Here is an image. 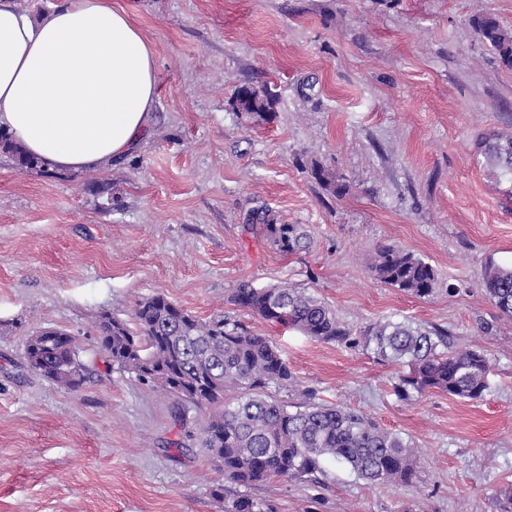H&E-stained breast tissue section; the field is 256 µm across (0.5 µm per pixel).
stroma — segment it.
<instances>
[{
  "mask_svg": "<svg viewBox=\"0 0 512 512\" xmlns=\"http://www.w3.org/2000/svg\"><path fill=\"white\" fill-rule=\"evenodd\" d=\"M121 2L157 59L139 149L70 173L0 150V512H224L238 496L267 512H491L512 489V320L480 283L512 264V183L492 175L480 140L512 131V69L470 21L490 12L512 27V0ZM243 85L273 94L266 119L233 108ZM316 164L345 195L312 177ZM258 208L302 225L310 247L277 250L249 226ZM383 245L429 262L435 293L377 280ZM243 279L305 289L354 344L232 305ZM156 294L270 336L296 378L284 399L313 392L411 438L414 481L371 487L330 465L319 482H225L190 437L208 409L113 368L98 344L101 313L130 320ZM389 319L481 348L491 392L398 398L397 366L357 343ZM46 328L76 336L77 387L28 367L26 341Z\"/></svg>",
  "mask_w": 512,
  "mask_h": 512,
  "instance_id": "1",
  "label": "stroma"
}]
</instances>
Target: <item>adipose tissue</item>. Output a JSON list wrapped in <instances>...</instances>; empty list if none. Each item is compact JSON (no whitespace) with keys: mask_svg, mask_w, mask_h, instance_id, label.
Listing matches in <instances>:
<instances>
[{"mask_svg":"<svg viewBox=\"0 0 512 512\" xmlns=\"http://www.w3.org/2000/svg\"><path fill=\"white\" fill-rule=\"evenodd\" d=\"M156 97L155 50L118 0H57L38 22L0 0V128L44 167L132 153Z\"/></svg>","mask_w":512,"mask_h":512,"instance_id":"obj_1","label":"adipose tissue"}]
</instances>
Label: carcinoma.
Returning a JSON list of instances; mask_svg holds the SVG:
<instances>
[{
  "mask_svg": "<svg viewBox=\"0 0 512 512\" xmlns=\"http://www.w3.org/2000/svg\"><path fill=\"white\" fill-rule=\"evenodd\" d=\"M471 25L487 50L512 68V29L488 13L474 16ZM272 105V95L264 93L241 110L263 119ZM0 148L24 168H42L1 133ZM481 148L493 172L512 181V133L485 138ZM311 174L333 192L346 193L347 185L336 183L323 167H313ZM252 226L284 253L311 243L301 225L277 224L262 208L253 212ZM371 272L380 282L421 299L430 297L438 282L431 264L395 246L378 250ZM480 288L512 318V267L489 266ZM229 302L314 340L372 349L378 359L401 368L394 389L404 400L435 390L479 400L490 389L486 355L474 348H448L444 329L385 321L370 326L358 340L328 305L305 290L289 285L258 289L250 280L238 283ZM98 340L117 369L154 383L179 402L211 411L199 444L227 482L254 486L277 478L316 479L325 474L327 463L346 467L372 486L408 484L416 478L415 448L400 433L350 407L318 402L312 394L295 405L273 395L272 387L279 391L294 386L288 361L269 337L230 316L202 321L157 294L137 303L130 324L102 314ZM39 354L44 359L42 376L66 387L78 385L64 368L69 362L82 367L76 337L56 328ZM225 512L264 510L261 502L240 496Z\"/></svg>",
  "mask_w": 512,
  "mask_h": 512,
  "instance_id": "obj_1",
  "label": "carcinoma"
}]
</instances>
